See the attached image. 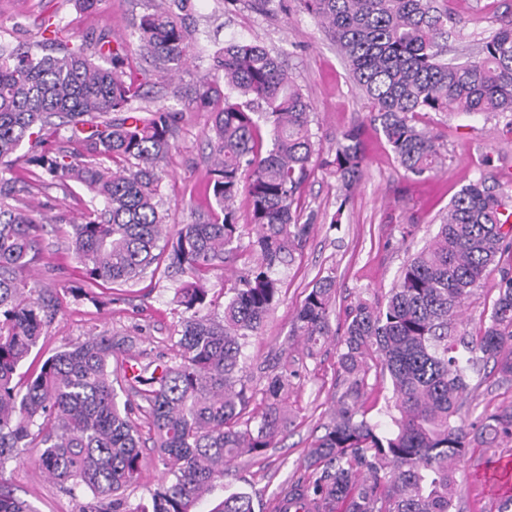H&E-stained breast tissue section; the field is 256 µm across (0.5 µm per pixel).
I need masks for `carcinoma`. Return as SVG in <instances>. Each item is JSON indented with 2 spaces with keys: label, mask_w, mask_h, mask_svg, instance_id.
I'll return each instance as SVG.
<instances>
[{
  "label": "carcinoma",
  "mask_w": 512,
  "mask_h": 512,
  "mask_svg": "<svg viewBox=\"0 0 512 512\" xmlns=\"http://www.w3.org/2000/svg\"><path fill=\"white\" fill-rule=\"evenodd\" d=\"M143 15L141 51L169 76L187 62L188 0ZM346 58L397 164L414 176L434 172L438 137L418 126L422 112L509 114L512 133V20L477 48L478 59L444 58L452 17L438 0H301ZM41 56L0 49V472L19 449L69 489L83 486L101 507L89 512H193L241 456L277 447L287 428L288 376L269 378L261 410H250L246 341L259 334L279 301L276 269L286 268L311 224L296 194L313 171L311 105L280 59L257 43L228 42L212 58L213 78L190 102L210 108L212 193L203 221L169 230L160 207L159 172L172 149L177 113L137 115L136 63L102 30L86 45H64L65 29L44 28ZM106 60L101 64L96 58ZM270 127L263 147L261 125ZM72 150L55 148L61 129ZM23 164L30 181L2 176ZM342 189L363 174L356 130L336 140L332 161ZM75 183L103 202L70 225L69 240L87 278L125 285L160 257L186 276L181 361L160 373L126 378L146 403L166 479L148 504L121 495L140 470L139 426L120 404L112 379V337L92 336L47 359L17 390L14 376L57 312L28 275L38 259L46 218L20 194L45 182ZM250 201L252 260L224 302L209 297L207 274L235 256L243 236L234 201ZM512 248V211L503 190L482 175L448 206L438 231L401 269L383 300L361 298L337 340L341 392L325 433L304 455L305 480L278 494L276 512H459L455 465L471 442L512 437V406L465 426L460 408L488 362L512 377V272L497 286L489 322L462 329L461 307L488 267ZM335 277L318 280L293 318L308 354L330 336ZM389 379L397 416L387 432L359 399L370 379ZM0 512H34L0 485ZM211 512H254L250 496L231 493Z\"/></svg>",
  "instance_id": "obj_1"
}]
</instances>
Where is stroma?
Listing matches in <instances>:
<instances>
[{
	"mask_svg": "<svg viewBox=\"0 0 512 512\" xmlns=\"http://www.w3.org/2000/svg\"><path fill=\"white\" fill-rule=\"evenodd\" d=\"M161 2L97 0L87 10L79 0H0V45L42 53L40 27L49 18L65 27L73 43L106 29L114 44L135 55L139 18ZM445 7L464 21L455 39L449 40L448 53L465 59L474 58L477 42L512 19V0H447ZM185 22L192 32L189 60L169 82L143 73L144 96L139 101L149 109L163 106L177 113L174 147L160 184L167 224H190L208 213L210 114L188 99L196 86L211 78L215 50L229 41L264 45L279 55L312 107L315 171L300 189L312 230L293 264L278 270L281 301L244 349L253 390H261L269 376L287 373L288 429L266 454L239 458L222 485L197 508V512H212L224 496L244 491L252 494L255 512H274L281 488L305 478L301 461L333 416L334 394L339 390L335 337L343 329L347 307L357 299L387 292L407 259L432 237L450 201L470 181L486 174L512 195V133L500 116L425 114L422 126L442 136L443 162L433 175L407 174L395 162L381 130L371 123L367 100L335 41L315 24L299 0H270L261 10L252 0H190ZM353 129L360 133L365 171L349 201L343 203L328 162L337 137ZM27 199L46 218L42 255L31 271V282L57 297L61 310L18 369L16 383L25 385L49 357L93 335L106 334L116 342L112 369L118 376L130 365L150 372L178 362L181 310L173 302L177 274L162 268L144 275L112 291L110 301L101 306L76 297L72 288L87 286L88 280L64 231L90 203V193L76 185L68 189L37 186ZM334 219L339 222L335 228L330 225ZM510 268L512 249H506L465 304L466 330L481 328L497 296L501 274ZM326 275L336 280L333 336L312 356L293 336L292 318L314 283ZM140 403V397L130 396L131 418L139 426L143 444L138 479L126 492L131 505L147 501L164 476ZM510 405L512 378H503L490 367L485 378L472 382L460 416L470 423ZM493 453L512 460V440L499 441L492 451L471 445L457 461L462 512H496L501 483L491 478L486 464ZM36 454V449H22L19 458L0 471V480L36 512H83L93 501L91 494L80 488L66 491L48 479L34 464Z\"/></svg>",
	"mask_w": 512,
	"mask_h": 512,
	"instance_id": "stroma-1",
	"label": "stroma"
}]
</instances>
